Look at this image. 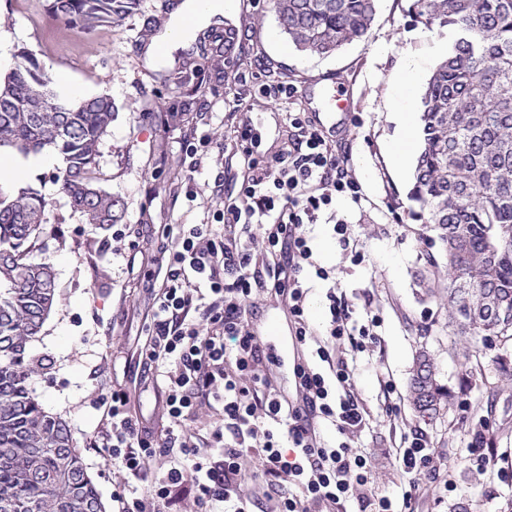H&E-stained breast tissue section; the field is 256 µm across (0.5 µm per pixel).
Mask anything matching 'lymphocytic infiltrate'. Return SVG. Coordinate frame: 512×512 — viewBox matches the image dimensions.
<instances>
[{
    "label": "lymphocytic infiltrate",
    "instance_id": "obj_1",
    "mask_svg": "<svg viewBox=\"0 0 512 512\" xmlns=\"http://www.w3.org/2000/svg\"><path fill=\"white\" fill-rule=\"evenodd\" d=\"M298 131L292 151L273 161L252 160V174L211 224L181 225L161 262L165 275L157 296L146 366L165 379L163 406L170 426L160 443L135 421L128 398L113 394L105 427L94 446L121 462L134 480H148L146 493L118 496V512L169 508L191 487L214 512H251L241 491L258 478L274 495L273 512H314L336 506L370 488L371 456L348 443L365 425L354 395L355 353L379 340L380 317L355 323L348 304L331 298L324 329L330 342L351 353L331 354L308 321L315 266L309 228L319 223L336 196L358 193L326 140L306 113L293 114ZM282 297L293 344L294 395L284 394L273 363L248 324L255 294ZM217 411L206 449L185 430L200 406ZM336 427L342 442L325 439ZM178 449L167 471L148 479L146 464L156 447Z\"/></svg>",
    "mask_w": 512,
    "mask_h": 512
}]
</instances>
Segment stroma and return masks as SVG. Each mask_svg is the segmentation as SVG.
<instances>
[{
	"mask_svg": "<svg viewBox=\"0 0 512 512\" xmlns=\"http://www.w3.org/2000/svg\"><path fill=\"white\" fill-rule=\"evenodd\" d=\"M38 18L16 13L13 0H0L10 23L0 27V71L14 64L25 47L49 68L65 92L79 87L110 94L115 117L101 145L102 187L125 202L128 241H116L115 227L92 229L72 215L40 169L27 180L53 203L44 236V258L56 273L59 301L30 345L28 360L37 370L30 387L44 406L64 418L77 448L93 473L107 512L125 478L118 463L92 446L113 392L130 397L131 412L154 427L165 425L154 376L143 355L151 334V310L161 279L158 257L180 225L203 224L211 212L236 197L250 172L251 159L288 149L296 131L292 112H305L346 159L360 188L359 201L337 197V221L349 224V247H340L328 224L310 232L314 257L333 277L316 281L309 304L314 328H321L327 291L349 303L354 319L380 316L379 342L357 356V397L368 425L356 441L373 458V488L404 501L408 479L399 451L411 431L424 433L434 455L430 472L419 475V489L405 501L406 512H506L512 503V384L501 377V363L512 365V343L468 350L465 337L448 325L443 305L430 299L421 281L432 247L420 222L409 215L411 184L395 165L391 145L401 133L400 113L416 111L422 80L428 79L448 48L447 30L412 22L409 0H380L376 19L361 39L328 57L296 49L281 52L287 38L277 24L274 0H224V19L197 28L189 40L165 56L147 55L170 21L178 0H139L118 25L91 34L58 24L52 0H35ZM237 31L234 64H220V43L201 50L199 40ZM419 70L420 84L402 90L407 64ZM206 85L204 98L184 88ZM281 85L296 89L277 95ZM348 89L353 108L336 112L334 86ZM154 112H146V104ZM254 126L261 143L244 155L237 139ZM202 159L192 166L188 145ZM197 199H190V192ZM278 321L290 337L288 309L278 298L257 296L249 324L264 336ZM427 348L438 379L456 396L454 406L430 422L418 421L407 384L414 358ZM394 390L383 394L379 380ZM483 432L497 455L476 465L468 448Z\"/></svg>",
	"mask_w": 512,
	"mask_h": 512,
	"instance_id": "stroma-1",
	"label": "stroma"
}]
</instances>
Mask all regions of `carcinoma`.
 <instances>
[{
	"mask_svg": "<svg viewBox=\"0 0 512 512\" xmlns=\"http://www.w3.org/2000/svg\"><path fill=\"white\" fill-rule=\"evenodd\" d=\"M378 0H276L296 50L329 56L364 36ZM134 0H52L62 25L93 33L120 21ZM409 13L448 28V51L420 97L421 147L411 217L436 233L446 265L427 258L432 296L459 335L512 341V0H411ZM112 97L72 99L26 48L0 73V154L58 153L53 180L82 223H119L125 204L100 187V145ZM51 202L30 186L0 191V512H106L67 422L29 387L26 352L58 301L40 259ZM506 306L496 320L483 314ZM416 417L449 408L434 359L419 352L409 382Z\"/></svg>",
	"mask_w": 512,
	"mask_h": 512,
	"instance_id": "1",
	"label": "carcinoma"
}]
</instances>
